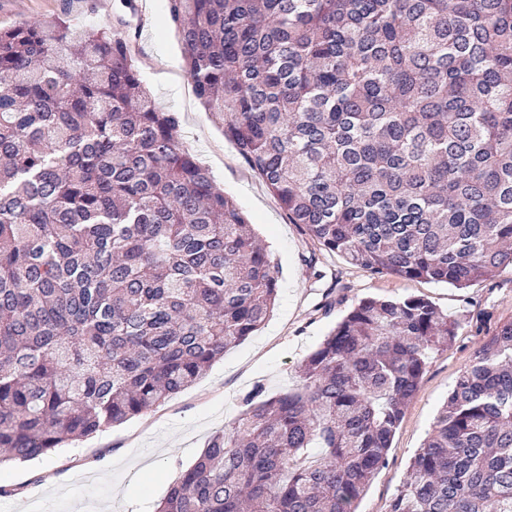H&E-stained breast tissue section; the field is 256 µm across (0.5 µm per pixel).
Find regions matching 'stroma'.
Wrapping results in <instances>:
<instances>
[{
  "label": "stroma",
  "mask_w": 512,
  "mask_h": 512,
  "mask_svg": "<svg viewBox=\"0 0 512 512\" xmlns=\"http://www.w3.org/2000/svg\"><path fill=\"white\" fill-rule=\"evenodd\" d=\"M59 19L72 32L112 30L131 38L143 85L164 112L179 118L183 146L209 168L268 246L279 266L278 296L268 321L229 347L195 384L127 422L73 442L47 458L0 467V512H154L169 487L203 453L210 438L231 428L242 399L256 386L266 394L298 383L304 358L365 297L428 298L457 324L450 347L434 353L392 440L386 461L364 492L358 512H387L410 460L431 431L437 411L473 352L512 320V270L465 288L373 275L330 252L297 224L224 137V117L197 99L177 31L164 0H0V29L24 21Z\"/></svg>",
  "instance_id": "1"
}]
</instances>
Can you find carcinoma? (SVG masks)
<instances>
[{"instance_id":"1","label":"carcinoma","mask_w":512,"mask_h":512,"mask_svg":"<svg viewBox=\"0 0 512 512\" xmlns=\"http://www.w3.org/2000/svg\"><path fill=\"white\" fill-rule=\"evenodd\" d=\"M196 97L293 224L371 274L512 269V0H166ZM277 297L248 218L119 26L0 30V463L151 410ZM456 323L367 297L294 391L243 398L156 512H357ZM387 512H512V320L456 378Z\"/></svg>"}]
</instances>
